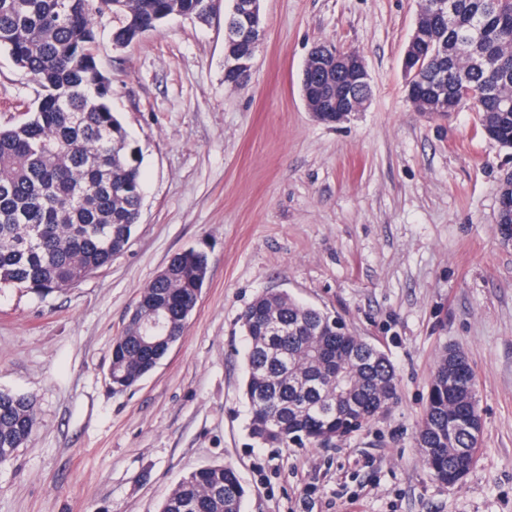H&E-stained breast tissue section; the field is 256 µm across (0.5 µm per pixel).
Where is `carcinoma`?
<instances>
[{"mask_svg":"<svg viewBox=\"0 0 512 512\" xmlns=\"http://www.w3.org/2000/svg\"><path fill=\"white\" fill-rule=\"evenodd\" d=\"M427 0L424 8L427 66L422 84L436 82L446 112L468 106L480 132L512 149V0ZM208 0H0V50L37 87L33 109L19 122L0 126V288H27L44 296L72 288L108 267L126 248L140 218L143 155L112 110V79L95 55L96 18L112 15V42L125 47L169 17L204 18ZM324 65L306 71L324 93L301 85L315 118L327 122L339 93L353 90L360 103L369 83L336 68V45H316ZM237 46L224 42L226 83L237 72ZM467 85L470 100L458 98ZM209 272L206 253L188 249L170 269L140 291L135 309L183 335ZM331 316L286 294L253 300L239 321L248 341L245 395L249 434L257 443L286 447L330 445L371 419L385 398L398 397L395 369L370 343L342 333ZM167 344L148 339L130 323L112 346V385L131 387L167 354ZM438 358L417 438L441 449L425 460L435 481L477 446L459 429L448 441V420L464 416L463 395L448 393ZM37 421L31 394L0 390V463L25 445ZM244 488L229 465L185 476L160 512H241Z\"/></svg>","mask_w":512,"mask_h":512,"instance_id":"obj_1","label":"carcinoma"}]
</instances>
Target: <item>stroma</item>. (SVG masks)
<instances>
[{"instance_id":"stroma-1","label":"stroma","mask_w":512,"mask_h":512,"mask_svg":"<svg viewBox=\"0 0 512 512\" xmlns=\"http://www.w3.org/2000/svg\"><path fill=\"white\" fill-rule=\"evenodd\" d=\"M172 17L131 45L96 23L112 108L143 151L141 216L124 252L75 287L0 288V390L34 395L37 424L0 464V512H159L178 481L228 464L242 512H512V244L496 234L512 149L476 115L418 112L402 59L422 0H261L248 82L224 81V18ZM363 58L371 95L339 124L301 94L309 51ZM36 87L0 51V123ZM209 258L184 335L134 387L112 345L177 253ZM285 293L339 318L393 363L399 397L329 446L249 435L241 311ZM447 349L477 380L483 439L453 486L416 444Z\"/></svg>"}]
</instances>
